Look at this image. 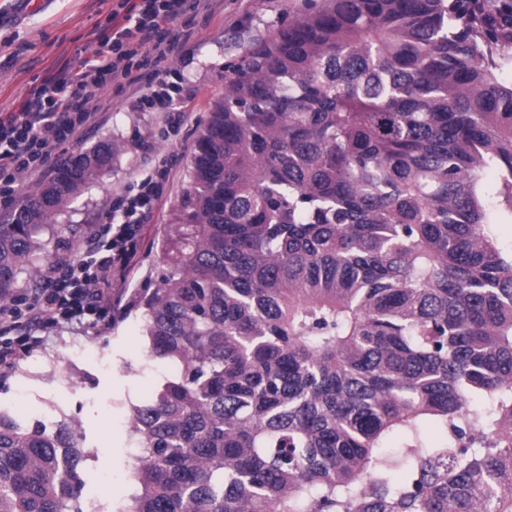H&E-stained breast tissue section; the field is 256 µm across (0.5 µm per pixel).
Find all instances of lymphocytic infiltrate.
Here are the masks:
<instances>
[{
	"instance_id": "1",
	"label": "lymphocytic infiltrate",
	"mask_w": 512,
	"mask_h": 512,
	"mask_svg": "<svg viewBox=\"0 0 512 512\" xmlns=\"http://www.w3.org/2000/svg\"><path fill=\"white\" fill-rule=\"evenodd\" d=\"M199 6V0H139L113 19L109 34L86 46L76 66L32 91L17 111L0 113V212L11 211L16 187L41 173L55 148L95 121V103L108 85H142L138 103L144 110L169 112L189 102L182 86L170 81L166 64L189 42L194 23L185 14ZM136 187L100 225L91 255L69 271L51 269L47 287L35 296L47 324L98 325L110 317L113 295L127 293L125 279H110V268L116 262L128 270L138 264L135 241L160 191L151 173Z\"/></svg>"
}]
</instances>
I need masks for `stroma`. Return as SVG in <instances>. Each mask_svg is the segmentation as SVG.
Masks as SVG:
<instances>
[{"mask_svg":"<svg viewBox=\"0 0 512 512\" xmlns=\"http://www.w3.org/2000/svg\"><path fill=\"white\" fill-rule=\"evenodd\" d=\"M300 0H212L194 21L196 35L185 57L170 67L195 98L182 111L179 126L167 112H138L132 102L138 87H106L95 126L80 138L56 148L42 174L54 176L65 161L100 145L117 147L109 166L82 190L46 233V252L36 268L19 276L20 287L34 290L58 262L92 246V235L105 223L113 204L130 194L139 173L167 158L163 193L149 224L142 228L140 268L131 273V288L100 327L64 324L41 326L21 311L17 335L32 349L0 370V407L42 419L47 402L57 419L81 422L88 456L82 464L83 499H97L122 512L133 487L129 480L136 447L124 430L132 404L149 396L167 369L147 355L143 316L134 306L145 289L156 287L161 270L159 243L187 186L196 139L209 118L210 100L224 91V77L241 61L254 39L287 23ZM117 0H0V113L16 111L32 88L75 65L80 51L96 35L109 33ZM90 350L74 362L72 351Z\"/></svg>","mask_w":512,"mask_h":512,"instance_id":"obj_1","label":"stroma"}]
</instances>
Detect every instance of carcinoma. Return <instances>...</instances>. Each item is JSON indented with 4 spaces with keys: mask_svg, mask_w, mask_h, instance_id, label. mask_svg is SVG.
<instances>
[{
    "mask_svg": "<svg viewBox=\"0 0 512 512\" xmlns=\"http://www.w3.org/2000/svg\"><path fill=\"white\" fill-rule=\"evenodd\" d=\"M511 66L512 0H302L251 43L138 303L172 373L125 512H512ZM116 151L0 220V304ZM84 448L0 409V512H84Z\"/></svg>",
    "mask_w": 512,
    "mask_h": 512,
    "instance_id": "obj_1",
    "label": "carcinoma"
}]
</instances>
